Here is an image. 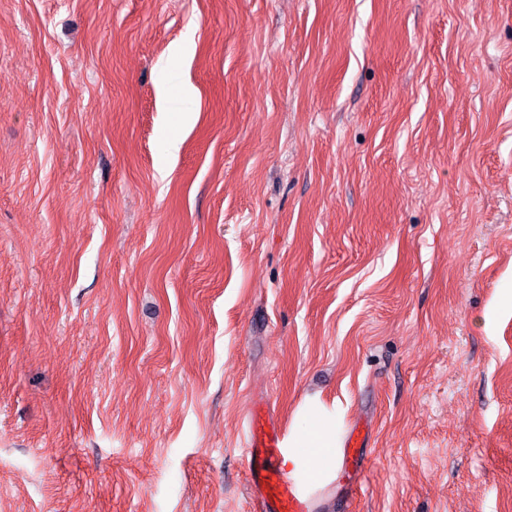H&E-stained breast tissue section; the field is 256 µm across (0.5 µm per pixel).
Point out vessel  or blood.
I'll list each match as a JSON object with an SVG mask.
<instances>
[{
  "instance_id": "obj_1",
  "label": "vessel or blood",
  "mask_w": 512,
  "mask_h": 512,
  "mask_svg": "<svg viewBox=\"0 0 512 512\" xmlns=\"http://www.w3.org/2000/svg\"><path fill=\"white\" fill-rule=\"evenodd\" d=\"M247 482L264 512H312L314 492L303 488L280 464L283 436L269 416L254 412L249 421Z\"/></svg>"
}]
</instances>
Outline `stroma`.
I'll list each match as a JSON object with an SVG mask.
<instances>
[{"instance_id": "obj_1", "label": "stroma", "mask_w": 512, "mask_h": 512, "mask_svg": "<svg viewBox=\"0 0 512 512\" xmlns=\"http://www.w3.org/2000/svg\"><path fill=\"white\" fill-rule=\"evenodd\" d=\"M315 394L314 512H512V0H0V512H255ZM346 410L336 402L331 407L318 398H306L296 411L285 439L279 425L270 416L255 411L249 421L250 459L247 482L262 512H313L316 492L303 488L280 464L282 448H288L284 463L297 475L306 471L317 485L330 483L336 476L337 450ZM365 434L352 431L345 439L340 456L348 467L355 462V448H361Z\"/></svg>"}]
</instances>
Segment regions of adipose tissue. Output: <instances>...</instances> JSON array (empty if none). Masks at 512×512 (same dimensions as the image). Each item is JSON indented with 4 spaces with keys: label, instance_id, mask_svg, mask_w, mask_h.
<instances>
[{
    "label": "adipose tissue",
    "instance_id": "ef3b65f1",
    "mask_svg": "<svg viewBox=\"0 0 512 512\" xmlns=\"http://www.w3.org/2000/svg\"><path fill=\"white\" fill-rule=\"evenodd\" d=\"M344 419L345 410L341 403L328 407L316 398L304 400L284 442V461L292 473L308 472L322 485L335 478Z\"/></svg>",
    "mask_w": 512,
    "mask_h": 512
}]
</instances>
